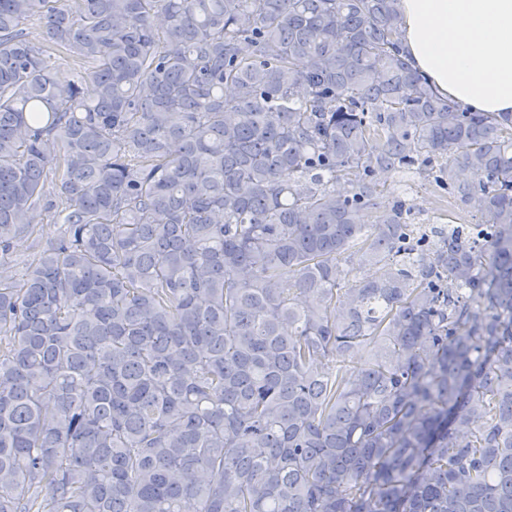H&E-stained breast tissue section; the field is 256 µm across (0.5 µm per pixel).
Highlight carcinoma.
Instances as JSON below:
<instances>
[{
	"label": "carcinoma",
	"instance_id": "cac0c4a2",
	"mask_svg": "<svg viewBox=\"0 0 512 512\" xmlns=\"http://www.w3.org/2000/svg\"><path fill=\"white\" fill-rule=\"evenodd\" d=\"M399 31L398 0H0V512H512V115ZM378 169L480 233L420 247L401 195L364 223ZM61 224H57L56 218L52 213H45L43 220L36 226L33 237L21 238L15 243L14 256L18 261H27L31 258L32 249L31 241L34 237H38L43 241L55 239L60 232Z\"/></svg>",
	"mask_w": 512,
	"mask_h": 512
}]
</instances>
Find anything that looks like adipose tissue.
I'll list each match as a JSON object with an SVG mask.
<instances>
[{
  "label": "adipose tissue",
  "instance_id": "1",
  "mask_svg": "<svg viewBox=\"0 0 512 512\" xmlns=\"http://www.w3.org/2000/svg\"><path fill=\"white\" fill-rule=\"evenodd\" d=\"M413 68L472 112L512 113V0H399Z\"/></svg>",
  "mask_w": 512,
  "mask_h": 512
}]
</instances>
